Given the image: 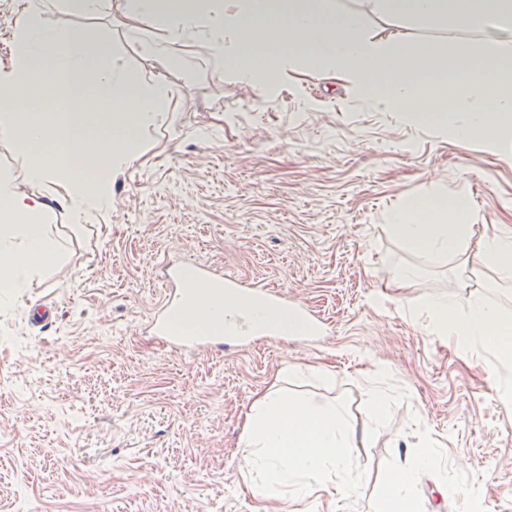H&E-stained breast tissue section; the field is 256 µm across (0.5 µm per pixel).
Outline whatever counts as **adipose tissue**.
Wrapping results in <instances>:
<instances>
[{
  "label": "adipose tissue",
  "mask_w": 512,
  "mask_h": 512,
  "mask_svg": "<svg viewBox=\"0 0 512 512\" xmlns=\"http://www.w3.org/2000/svg\"><path fill=\"white\" fill-rule=\"evenodd\" d=\"M342 9L336 0H123L128 32L170 19L163 42L146 53L175 61L176 48L206 21L213 56L244 84L273 83L289 63L333 74L363 90L373 103L404 120L438 122L459 138H481L504 160L512 159V63L490 52L476 55L465 42L388 39L372 35L367 15L417 18L432 24L491 25L512 31V0H363ZM65 7L77 14L101 10L103 0H25L15 25L16 50L0 65V140L19 161L17 174L0 172V292L19 295L37 272L53 263L61 245L47 226L51 206L20 183L52 186L78 220L112 205V166L136 159L142 135L169 112L172 93L158 80L133 81L122 56L103 58L94 29L47 28L44 17ZM466 189L452 198L407 201L389 216L390 233L414 253L443 258L472 242ZM476 257L498 279L512 281V232L489 226L476 242ZM250 326L287 324L278 309L231 299L190 311L187 328L215 327L232 313ZM411 317L464 352L489 354L499 395L512 400V313L482 294L453 291L430 298ZM386 370L367 388L361 421L333 398L298 396L282 386L259 395L244 422L242 476L271 503L330 492L350 465L354 448L368 446L387 415L391 394ZM433 449H416L385 484V512H413L417 475L438 468Z\"/></svg>",
  "instance_id": "1"
}]
</instances>
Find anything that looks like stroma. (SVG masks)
I'll use <instances>...</instances> for the list:
<instances>
[{
    "label": "stroma",
    "instance_id": "35a3bbf8",
    "mask_svg": "<svg viewBox=\"0 0 512 512\" xmlns=\"http://www.w3.org/2000/svg\"><path fill=\"white\" fill-rule=\"evenodd\" d=\"M120 19L119 0L45 18L96 29L134 79L162 81L173 100L140 157L113 169L103 218L79 225L52 201L61 258L22 298L0 301V512H268L241 477L243 423L290 365L330 370L328 386L284 385L336 398L354 419L379 368L392 399L354 452L353 491L289 498L285 512H380L388 474L425 444L440 467L419 476L416 512H459L466 491L484 512H512V404L496 392L492 360L410 318L460 283L512 311V288L497 287L489 266L411 253L386 228L408 199L464 184L472 223L512 229V161L481 139L378 111L354 85L296 63L269 86L199 69L211 53L203 40L180 46L178 62L156 59L143 44L162 40L167 22L132 36ZM366 23L376 36L463 41L512 59V36L483 28ZM186 257L287 290L327 337L309 343L292 310L287 329L249 349L148 355L161 268ZM402 266L416 278L396 283ZM444 483L454 495L441 497Z\"/></svg>",
    "mask_w": 512,
    "mask_h": 512
}]
</instances>
